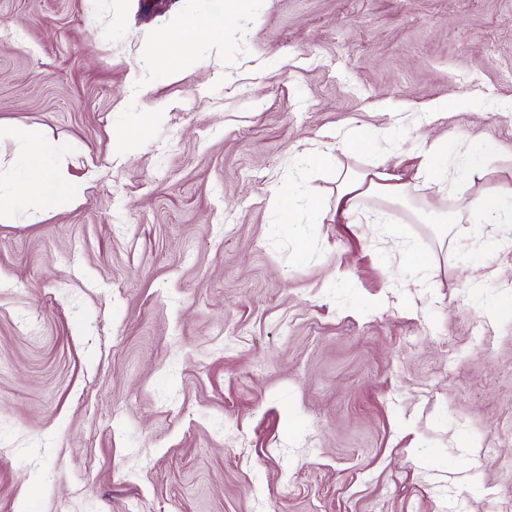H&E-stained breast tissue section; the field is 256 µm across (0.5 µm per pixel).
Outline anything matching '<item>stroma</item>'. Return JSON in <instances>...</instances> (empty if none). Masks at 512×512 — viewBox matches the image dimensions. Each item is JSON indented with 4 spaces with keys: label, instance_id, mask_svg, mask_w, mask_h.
<instances>
[{
    "label": "stroma",
    "instance_id": "stroma-1",
    "mask_svg": "<svg viewBox=\"0 0 512 512\" xmlns=\"http://www.w3.org/2000/svg\"><path fill=\"white\" fill-rule=\"evenodd\" d=\"M31 135L79 193L0 223V512H512V223L438 234L512 192V0H0ZM443 135L483 178L337 216ZM202 21L187 16L175 27L162 32L155 44L165 48L171 55L180 53L177 47H188L200 31ZM400 180L401 176L389 172L385 161L356 176H352L345 169L340 173L336 190V214L340 212L344 218H350L357 208L360 197L398 198L403 196L407 184Z\"/></svg>",
    "mask_w": 512,
    "mask_h": 512
}]
</instances>
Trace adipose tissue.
<instances>
[{
    "label": "adipose tissue",
    "instance_id": "ef3b65f1",
    "mask_svg": "<svg viewBox=\"0 0 512 512\" xmlns=\"http://www.w3.org/2000/svg\"><path fill=\"white\" fill-rule=\"evenodd\" d=\"M59 153V147L48 141L24 145L20 155L28 169L27 176L19 179L12 172L0 169V222L25 208L32 199L49 204L67 195L68 188L57 171ZM406 188L399 175L389 172L382 162L355 176L344 172L336 190V210L348 218L356 210L359 198H398L404 195Z\"/></svg>",
    "mask_w": 512,
    "mask_h": 512
}]
</instances>
